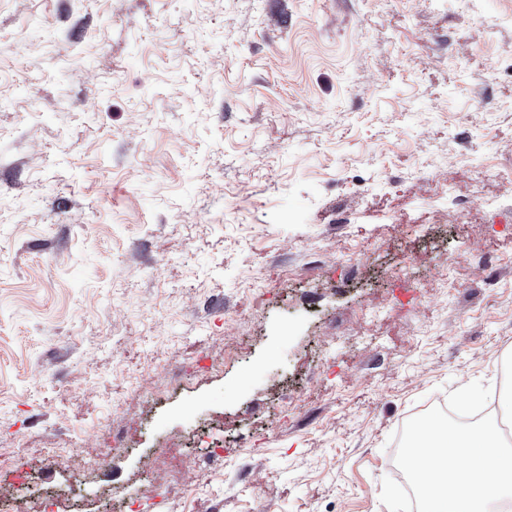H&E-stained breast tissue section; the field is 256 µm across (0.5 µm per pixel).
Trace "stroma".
I'll return each mask as SVG.
<instances>
[{"mask_svg":"<svg viewBox=\"0 0 512 512\" xmlns=\"http://www.w3.org/2000/svg\"><path fill=\"white\" fill-rule=\"evenodd\" d=\"M509 170L512 0H0V465L388 512L390 435L512 386ZM217 422L247 449L185 472Z\"/></svg>","mask_w":512,"mask_h":512,"instance_id":"obj_1","label":"stroma"}]
</instances>
